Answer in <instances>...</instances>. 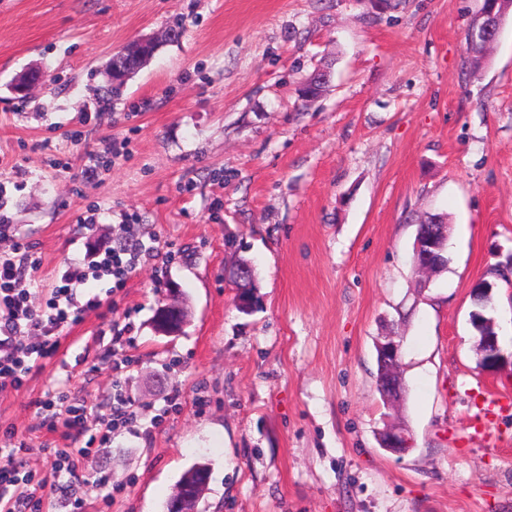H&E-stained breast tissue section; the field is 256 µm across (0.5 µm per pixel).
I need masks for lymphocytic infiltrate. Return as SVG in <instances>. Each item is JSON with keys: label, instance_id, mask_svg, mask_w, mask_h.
Masks as SVG:
<instances>
[{"label": "lymphocytic infiltrate", "instance_id": "f902f5d3", "mask_svg": "<svg viewBox=\"0 0 512 512\" xmlns=\"http://www.w3.org/2000/svg\"><path fill=\"white\" fill-rule=\"evenodd\" d=\"M0 241L10 244L9 257H0V393L18 389L40 360L52 357L58 347V332L79 324L85 313L98 307L97 299H84L82 287L91 279L111 278L114 289H121L129 273L144 261L153 259V248L109 249L91 258L87 269L66 270L43 307H36L28 288V274L40 262L30 243L17 233L10 216L0 211ZM66 426L87 434L88 444L107 443L112 434L133 427L138 413L123 393H115L110 418L103 429L88 433V411L84 405H68ZM19 446L0 448V512H38L39 492L49 482L72 479L77 475V455L73 448H59L50 475L20 473L14 458Z\"/></svg>", "mask_w": 512, "mask_h": 512}]
</instances>
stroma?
<instances>
[{"instance_id": "stroma-1", "label": "stroma", "mask_w": 512, "mask_h": 512, "mask_svg": "<svg viewBox=\"0 0 512 512\" xmlns=\"http://www.w3.org/2000/svg\"><path fill=\"white\" fill-rule=\"evenodd\" d=\"M0 0V191L41 265L43 304L88 248L139 242L159 260L98 297L56 355L0 393L24 470L57 448L38 402L63 393L89 424L122 390L150 435L121 431L46 491L42 512H166L208 462L201 512H512V363L481 366L471 323L490 270L512 255V12L478 72L466 33L483 0ZM180 28L119 96L112 56ZM330 65L322 96L304 77ZM48 82L32 99L24 69ZM110 148L95 179L90 154ZM451 226L447 263L413 266L418 224ZM254 269L242 313L226 279ZM181 333L153 324L170 289ZM132 362L112 371L117 328ZM402 336L397 413L413 448L376 431L375 343Z\"/></svg>"}]
</instances>
